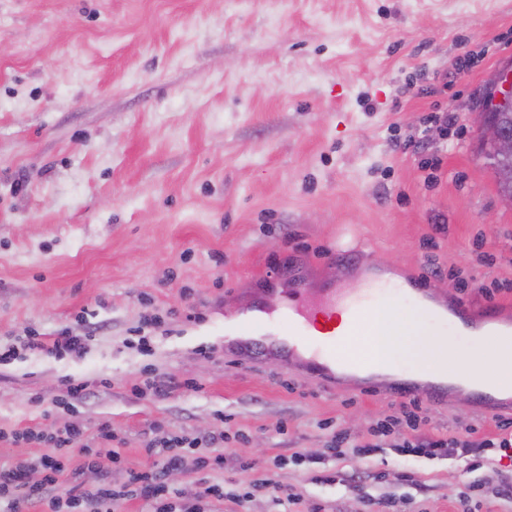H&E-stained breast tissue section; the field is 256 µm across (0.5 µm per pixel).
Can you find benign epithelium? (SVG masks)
Listing matches in <instances>:
<instances>
[{
	"mask_svg": "<svg viewBox=\"0 0 512 512\" xmlns=\"http://www.w3.org/2000/svg\"><path fill=\"white\" fill-rule=\"evenodd\" d=\"M512 104V61L506 62L490 81L478 112V138L484 150L498 158H512V132L504 128L500 115Z\"/></svg>",
	"mask_w": 512,
	"mask_h": 512,
	"instance_id": "1",
	"label": "benign epithelium"
}]
</instances>
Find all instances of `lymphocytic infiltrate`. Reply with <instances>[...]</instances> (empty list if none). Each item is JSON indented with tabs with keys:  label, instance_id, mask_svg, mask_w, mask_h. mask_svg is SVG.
Segmentation results:
<instances>
[{
	"label": "lymphocytic infiltrate",
	"instance_id": "f902f5d3",
	"mask_svg": "<svg viewBox=\"0 0 512 512\" xmlns=\"http://www.w3.org/2000/svg\"><path fill=\"white\" fill-rule=\"evenodd\" d=\"M496 436L481 435L478 428L465 427L461 436L451 439L407 440L399 447L405 456L441 458L450 456L458 460L469 459L477 451H505L512 448V419H502L497 423ZM84 431L78 425H70L55 434L47 436L52 447L51 455L42 458L35 466L39 468L41 479L31 482L33 466L25 462L0 466V512H23L24 507L35 502H47L53 512H111L115 501L133 496L158 499L170 495L171 489L165 481L166 472L180 469L193 444L184 439H170L161 442L157 453L161 459L160 469L131 474L122 489L102 487L94 493L71 488L67 495L60 496L55 488L61 476L68 470L74 457L91 459L92 448L83 444Z\"/></svg>",
	"mask_w": 512,
	"mask_h": 512
}]
</instances>
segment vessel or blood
Wrapping results in <instances>:
<instances>
[{
	"instance_id": "vessel-or-blood-1",
	"label": "vessel or blood",
	"mask_w": 512,
	"mask_h": 512,
	"mask_svg": "<svg viewBox=\"0 0 512 512\" xmlns=\"http://www.w3.org/2000/svg\"><path fill=\"white\" fill-rule=\"evenodd\" d=\"M383 271L368 270L357 291H348L332 282L319 288V302L307 306L306 287L295 284V303L272 313L264 297H256L238 318L225 323V335L233 337L237 348L255 357L275 356L288 364H297L324 383L338 379L368 383L382 376L386 367L374 361L367 352L352 350L355 338L372 342L378 334L373 317L379 309L411 303L413 308L448 320L459 330L479 336L483 348L494 350L512 345V325L501 326L495 309H487L482 318H474L463 304L443 307L432 292L422 285L402 288L385 285ZM342 313L347 317L340 331L321 334L318 318H331ZM460 381L469 395L484 406L499 402L500 386L490 375L462 369Z\"/></svg>"
}]
</instances>
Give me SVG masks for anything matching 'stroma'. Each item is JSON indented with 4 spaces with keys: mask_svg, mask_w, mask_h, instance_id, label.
<instances>
[{
    "mask_svg": "<svg viewBox=\"0 0 512 512\" xmlns=\"http://www.w3.org/2000/svg\"><path fill=\"white\" fill-rule=\"evenodd\" d=\"M509 60L512 0H0V347L85 338L0 364V430L109 426L64 490L122 487L159 464L151 443L220 432L206 512H283L280 490L292 512H512V455L467 473L397 454L402 430L358 454L388 378L328 386L224 348L254 289L278 308L291 276L335 280L344 239L476 310L512 286L473 111ZM71 378L93 387L68 411ZM416 396L426 436L512 418ZM84 336L74 335L63 329L54 336L51 344H45L39 336H26L25 346L28 350L47 355L60 356L64 353L79 355L84 349Z\"/></svg>",
    "mask_w": 512,
    "mask_h": 512,
    "instance_id": "35a3bbf8",
    "label": "stroma"
}]
</instances>
